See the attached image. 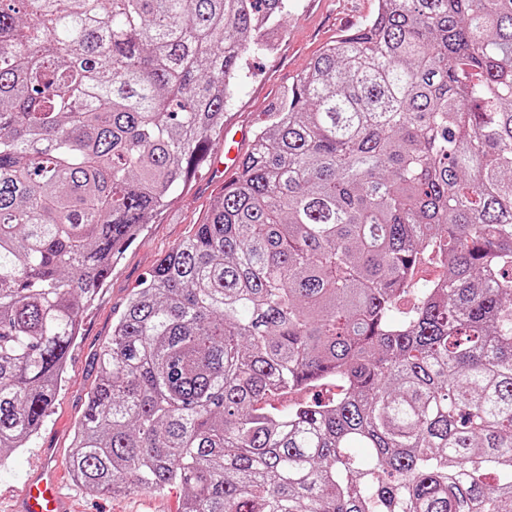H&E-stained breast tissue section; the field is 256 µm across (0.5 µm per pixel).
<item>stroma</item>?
Segmentation results:
<instances>
[{
    "instance_id": "stroma-1",
    "label": "stroma",
    "mask_w": 512,
    "mask_h": 512,
    "mask_svg": "<svg viewBox=\"0 0 512 512\" xmlns=\"http://www.w3.org/2000/svg\"><path fill=\"white\" fill-rule=\"evenodd\" d=\"M378 0H288L283 29L269 34L270 49L249 56L243 79L224 116L254 131L269 122L310 62L339 36L355 31L377 9ZM222 184L201 169L188 186L172 195L163 215L146 225L118 259L95 301L80 312V333L70 350L64 382L38 435L0 464V504L10 505L24 478L46 467L57 468L73 512H180L184 491L95 495L70 476L67 461L73 426L85 408L97 377L95 356L112 335L126 300L158 259L181 243L199 223Z\"/></svg>"
}]
</instances>
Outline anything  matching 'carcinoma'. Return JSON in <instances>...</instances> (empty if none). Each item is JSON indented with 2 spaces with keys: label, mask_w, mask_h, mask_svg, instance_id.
I'll use <instances>...</instances> for the list:
<instances>
[{
  "label": "carcinoma",
  "mask_w": 512,
  "mask_h": 512,
  "mask_svg": "<svg viewBox=\"0 0 512 512\" xmlns=\"http://www.w3.org/2000/svg\"><path fill=\"white\" fill-rule=\"evenodd\" d=\"M288 0H0V461L80 311L208 158ZM443 268L418 286L419 267ZM88 492L512 512V0H379L112 325ZM335 379L329 402L277 396Z\"/></svg>",
  "instance_id": "1"
}]
</instances>
